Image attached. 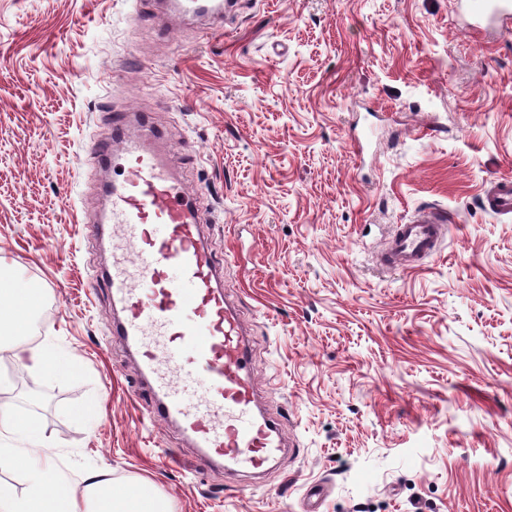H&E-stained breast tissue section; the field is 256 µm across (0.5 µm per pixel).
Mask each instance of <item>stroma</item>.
I'll list each match as a JSON object with an SVG mask.
<instances>
[{"label":"stroma","instance_id":"stroma-1","mask_svg":"<svg viewBox=\"0 0 512 512\" xmlns=\"http://www.w3.org/2000/svg\"><path fill=\"white\" fill-rule=\"evenodd\" d=\"M161 0H0V263L42 291L24 337L74 369L0 380L69 482L106 471L173 512H512V31L454 0H238L222 33ZM147 113L251 329L256 385L292 444L259 478L197 465L151 418L106 277L115 114ZM363 141V155L352 145ZM448 213L417 271L391 225ZM484 209L496 215L512 214V178L503 177L491 182L485 190Z\"/></svg>","mask_w":512,"mask_h":512}]
</instances>
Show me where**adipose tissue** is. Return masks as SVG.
<instances>
[{
    "label": "adipose tissue",
    "instance_id": "ef3b65f1",
    "mask_svg": "<svg viewBox=\"0 0 512 512\" xmlns=\"http://www.w3.org/2000/svg\"><path fill=\"white\" fill-rule=\"evenodd\" d=\"M10 269H0V338L11 340L13 359L45 373L55 372L57 360L47 348L14 343V336L26 332L33 312L40 306V289H31L24 302H16L6 281L15 279ZM0 429L26 435L28 449L17 453L0 448V468L26 470L29 486L19 496L0 484V512H171L169 502L158 494L143 496L141 491L118 489L106 480L104 472L88 474L83 488H76L51 467L52 445L41 436L37 419L19 418L7 405H0Z\"/></svg>",
    "mask_w": 512,
    "mask_h": 512
}]
</instances>
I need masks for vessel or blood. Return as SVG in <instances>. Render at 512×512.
Returning a JSON list of instances; mask_svg holds the SVG:
<instances>
[{
    "mask_svg": "<svg viewBox=\"0 0 512 512\" xmlns=\"http://www.w3.org/2000/svg\"><path fill=\"white\" fill-rule=\"evenodd\" d=\"M478 32L502 29L512 0H455ZM170 19L224 14V0H168ZM141 124L129 134L112 125V142L92 144L97 158L117 157L124 177L107 187L101 221L111 227L112 298L123 313L116 333L137 355L154 415L178 425L200 450L201 468L256 477L284 451L276 421L257 403L245 327L219 283L220 267L203 241L200 218ZM485 210L512 214V178L491 182ZM448 215L431 208L397 225L382 265L420 268L444 236Z\"/></svg>",
    "mask_w": 512,
    "mask_h": 512,
    "instance_id": "1",
    "label": "vessel or blood"
}]
</instances>
